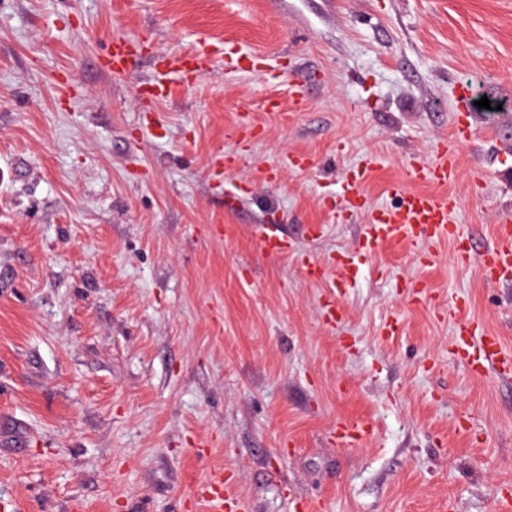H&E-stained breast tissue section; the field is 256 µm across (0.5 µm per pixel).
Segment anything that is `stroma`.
<instances>
[{
	"instance_id": "obj_1",
	"label": "stroma",
	"mask_w": 512,
	"mask_h": 512,
	"mask_svg": "<svg viewBox=\"0 0 512 512\" xmlns=\"http://www.w3.org/2000/svg\"><path fill=\"white\" fill-rule=\"evenodd\" d=\"M141 34L223 56L149 102V59L99 67ZM462 82L492 107L447 190L488 244L512 210V0H0V512H214L198 489L218 470L247 512H498L512 381L459 364L437 306L464 301L512 350V286L445 241L426 265L404 240L363 255L367 215L338 201L369 157L371 203L430 190L408 162L453 136ZM244 122L263 129L247 145ZM268 224L296 254L263 253ZM338 254L358 273L335 326L302 259ZM340 420L372 439L338 445Z\"/></svg>"
}]
</instances>
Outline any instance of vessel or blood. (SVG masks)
I'll list each match as a JSON object with an SVG mask.
<instances>
[{
	"label": "vessel or blood",
	"mask_w": 512,
	"mask_h": 512,
	"mask_svg": "<svg viewBox=\"0 0 512 512\" xmlns=\"http://www.w3.org/2000/svg\"><path fill=\"white\" fill-rule=\"evenodd\" d=\"M153 51V46L144 38L115 37L99 60L100 68L118 76L126 73L133 59ZM214 55V49L210 48L183 55L158 56L156 73L141 85V95L154 101L169 96L173 82L185 86L195 84L211 68ZM368 171L365 165L347 170L340 192L347 209L367 215L368 224L361 242L363 253H371L389 240H409L414 245L416 260L423 263L431 257L433 243L448 240L455 244L453 258L458 265L477 266L480 277L488 284L505 286L512 283V216H500L493 244L481 250L470 236L462 233L456 221L459 202L455 197L438 190L434 193L411 192L398 185L393 189L398 198L395 205L373 207L362 191ZM457 171V147L445 142L436 147L433 161L416 158L411 162L412 176L438 188L454 180ZM261 249L268 256L280 257L292 253L294 244L276 229L262 235ZM303 268L309 279L324 282L331 288L333 296L326 303V316L330 322H341L344 310L335 293L345 287L354 274L349 257L339 255L329 261H309ZM448 316L453 323L452 345L457 361L476 374L490 370L502 378L512 377V351L505 349L500 336L486 331L474 319L458 315L456 310H449ZM369 434L370 428L365 424L340 422L336 425V438L345 446L359 444ZM203 492L216 504L226 503L232 505L235 512H243L244 501L235 494L223 474L214 475Z\"/></svg>",
	"instance_id": "1"
}]
</instances>
